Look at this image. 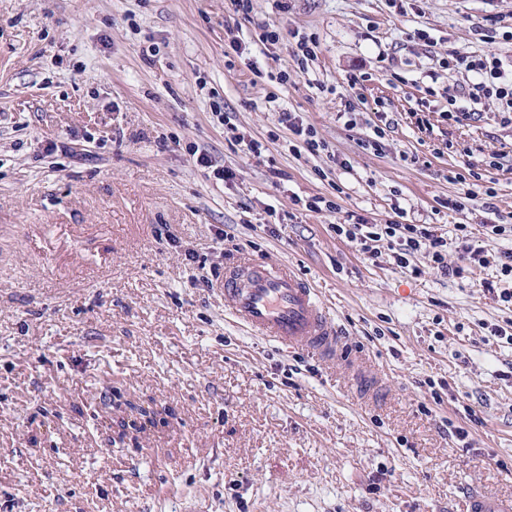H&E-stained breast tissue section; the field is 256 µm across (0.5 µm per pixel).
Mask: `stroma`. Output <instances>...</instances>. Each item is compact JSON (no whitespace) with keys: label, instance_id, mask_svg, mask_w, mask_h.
<instances>
[{"label":"stroma","instance_id":"35a3bbf8","mask_svg":"<svg viewBox=\"0 0 512 512\" xmlns=\"http://www.w3.org/2000/svg\"><path fill=\"white\" fill-rule=\"evenodd\" d=\"M252 6L0 0V512L512 499V342L494 334L512 327L496 296L512 290L499 261L512 232L485 230L512 225V125L492 100L448 120L446 95L475 78L442 65L512 64L511 39L481 35L491 20L512 29V0ZM268 22L285 37L257 44ZM296 31L316 43L303 67ZM279 105L328 151L291 153ZM203 152L233 178L210 179ZM473 171L469 198L453 177ZM316 194L372 224L434 226L464 276L419 253L406 268L386 248L368 258L331 231L338 215L294 203ZM242 254L313 284L345 360L284 349L225 312L215 283ZM358 363L382 382L374 399L359 395Z\"/></svg>","mask_w":512,"mask_h":512}]
</instances>
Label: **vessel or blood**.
<instances>
[{
  "label": "vessel or blood",
  "mask_w": 512,
  "mask_h": 512,
  "mask_svg": "<svg viewBox=\"0 0 512 512\" xmlns=\"http://www.w3.org/2000/svg\"><path fill=\"white\" fill-rule=\"evenodd\" d=\"M224 306L262 337L320 357L343 346L313 286L287 265L240 257L224 272Z\"/></svg>",
  "instance_id": "b4317fda"
}]
</instances>
